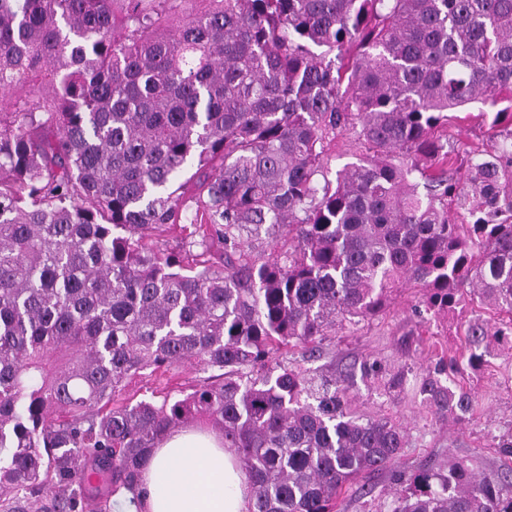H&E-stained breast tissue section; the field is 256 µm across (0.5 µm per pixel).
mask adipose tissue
<instances>
[{"label": "adipose tissue", "mask_w": 512, "mask_h": 512, "mask_svg": "<svg viewBox=\"0 0 512 512\" xmlns=\"http://www.w3.org/2000/svg\"><path fill=\"white\" fill-rule=\"evenodd\" d=\"M127 512H249L250 483L235 449L203 428L177 429L154 450L136 492L118 489Z\"/></svg>", "instance_id": "adipose-tissue-1"}]
</instances>
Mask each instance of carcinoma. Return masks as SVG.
I'll list each match as a JSON object with an SVG mask.
<instances>
[{
  "mask_svg": "<svg viewBox=\"0 0 512 512\" xmlns=\"http://www.w3.org/2000/svg\"><path fill=\"white\" fill-rule=\"evenodd\" d=\"M0 97V512H111L195 421L237 450L250 512H335L406 432L354 415L351 377L270 355L403 283L434 317L512 314V0H0ZM476 103L498 142L456 179L439 128ZM180 224L208 256L188 271L144 243ZM285 227L288 250L244 251ZM465 341L477 362L512 322ZM186 361L211 372L195 391L115 403ZM456 366L420 386L445 421L472 408ZM393 481L381 512H512V467ZM351 131H344L336 139V143L331 144L328 150V156H330V173L329 178L335 180L336 171L343 168L347 163L355 162L356 158L352 155L351 143L353 138Z\"/></svg>",
  "mask_w": 512,
  "mask_h": 512,
  "instance_id": "cac0c4a2",
  "label": "carcinoma"
}]
</instances>
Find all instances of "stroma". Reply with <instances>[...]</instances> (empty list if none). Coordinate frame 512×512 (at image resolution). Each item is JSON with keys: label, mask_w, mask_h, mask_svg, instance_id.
I'll return each mask as SVG.
<instances>
[{"label": "stroma", "mask_w": 512, "mask_h": 512, "mask_svg": "<svg viewBox=\"0 0 512 512\" xmlns=\"http://www.w3.org/2000/svg\"><path fill=\"white\" fill-rule=\"evenodd\" d=\"M481 110V105L475 104L448 120V141L458 157H469L492 145ZM422 295L421 289L410 286L396 289L375 315L327 337L318 351L297 348L289 358L310 372L352 373V410L402 424L407 446L395 469H421L443 460L464 459L479 471L500 470L503 459L496 448L497 437L512 427V350L491 345L482 363L470 366L462 353L463 325L473 314L472 306L423 324L413 313ZM442 356L458 357L456 380L475 396L470 413L456 423L429 414L419 393L423 378ZM371 361L378 362L384 374H401L402 391L388 392L380 379L362 374V364ZM204 377L195 364L183 363L166 375L147 372L132 377L123 396L136 402L148 397L162 399L171 390L189 393Z\"/></svg>", "instance_id": "stroma-1"}]
</instances>
